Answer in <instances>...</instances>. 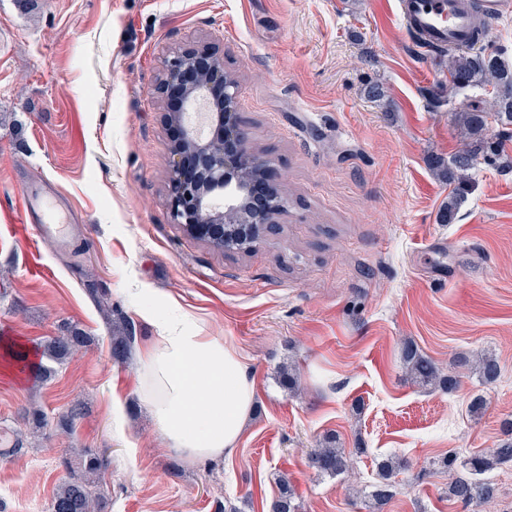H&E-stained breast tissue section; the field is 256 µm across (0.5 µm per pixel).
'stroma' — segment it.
I'll return each instance as SVG.
<instances>
[{
    "label": "stroma",
    "instance_id": "35a3bbf8",
    "mask_svg": "<svg viewBox=\"0 0 512 512\" xmlns=\"http://www.w3.org/2000/svg\"><path fill=\"white\" fill-rule=\"evenodd\" d=\"M201 39L223 46L249 142L289 199L279 234L245 254L188 236L167 206L155 88L169 51ZM491 103L449 92L447 53L416 42L397 0H0V448L25 447L0 457V512H48L81 448L108 451L104 512H270L284 478L298 512H372L388 456L410 467L384 512H512V463L489 474L499 497L469 507L441 467L497 447L512 419V173L478 160L443 223L452 187L432 167L467 142L456 112ZM35 183L76 220L66 249L17 208ZM130 288L174 298L247 358L258 404L230 456L167 448L135 359H113L112 319L131 348L153 334ZM72 329L90 343L50 380L5 352ZM409 342L458 388L407 379ZM475 354L497 359L495 384L460 364ZM288 363L295 393L278 382ZM34 405L49 417L35 435ZM328 433L351 454L334 478L307 465Z\"/></svg>",
    "mask_w": 512,
    "mask_h": 512
}]
</instances>
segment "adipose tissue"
<instances>
[{
    "instance_id": "1",
    "label": "adipose tissue",
    "mask_w": 512,
    "mask_h": 512,
    "mask_svg": "<svg viewBox=\"0 0 512 512\" xmlns=\"http://www.w3.org/2000/svg\"><path fill=\"white\" fill-rule=\"evenodd\" d=\"M154 302L146 315L154 334L135 353L142 401L168 447L193 460L223 457L256 402L248 366L233 344L177 302Z\"/></svg>"
}]
</instances>
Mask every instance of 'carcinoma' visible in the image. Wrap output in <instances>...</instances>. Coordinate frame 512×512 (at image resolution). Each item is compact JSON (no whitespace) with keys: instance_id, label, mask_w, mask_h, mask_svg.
Here are the masks:
<instances>
[{"instance_id":"cac0c4a2","label":"carcinoma","mask_w":512,"mask_h":512,"mask_svg":"<svg viewBox=\"0 0 512 512\" xmlns=\"http://www.w3.org/2000/svg\"><path fill=\"white\" fill-rule=\"evenodd\" d=\"M448 75L451 88L465 90L491 83L496 88L495 111L485 112L478 108L464 109L457 113L461 128L470 139L466 148L448 157V160L436 161V168L443 178L455 184L454 191L448 197V218H453L464 202L462 186L470 180L478 157L492 155V162L505 173L512 172V156L505 150V142L512 140V69L502 64L498 58L476 49V46H452L448 52ZM498 128L496 141L486 134L489 122ZM239 236L234 224L224 227V241L214 243V249L223 250L232 246L236 250L248 248L249 243H237ZM131 339L125 326L118 323L112 328V357L120 362L126 358ZM88 342V337L74 332L69 336H56L48 342L43 357L53 362H63L73 356L79 348ZM403 360L411 380L422 385H431L451 391L458 385L452 375L444 376L438 366L422 355L412 345L405 347ZM477 370L482 382L492 384L500 376V368L495 359L484 355L478 359ZM308 467L320 476H337L349 467L346 450L336 447L331 441L311 451L307 457ZM512 463V438L503 441L488 454L475 455L461 460L450 453L444 460L448 471V498L465 506L481 504L498 498L497 484L482 478L486 472L499 465ZM70 470V477L56 489L50 506V512H101L100 496L92 487L93 478L102 474L106 458L95 448L81 450L75 458L63 461ZM409 467V461L386 457L378 463L379 481L371 493L377 509H382L393 498L391 478L394 473ZM272 512H297L295 498L290 485L283 484L280 496L272 505Z\"/></svg>"}]
</instances>
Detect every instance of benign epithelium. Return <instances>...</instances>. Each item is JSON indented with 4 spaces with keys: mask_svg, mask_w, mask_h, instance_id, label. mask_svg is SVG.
<instances>
[{
    "mask_svg": "<svg viewBox=\"0 0 512 512\" xmlns=\"http://www.w3.org/2000/svg\"><path fill=\"white\" fill-rule=\"evenodd\" d=\"M159 91L176 92L178 112L165 121L181 127V137L168 148V207L173 223L191 237L202 229L224 239L226 224H257L263 233L277 227L287 209L271 164L250 147L237 113L238 81L224 70V56L210 41L171 51L164 60ZM209 109L208 135L185 119L198 103Z\"/></svg>",
    "mask_w": 512,
    "mask_h": 512,
    "instance_id": "7a95c632",
    "label": "benign epithelium"
}]
</instances>
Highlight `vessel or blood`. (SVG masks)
<instances>
[{"instance_id": "1", "label": "vessel or blood", "mask_w": 512, "mask_h": 512, "mask_svg": "<svg viewBox=\"0 0 512 512\" xmlns=\"http://www.w3.org/2000/svg\"><path fill=\"white\" fill-rule=\"evenodd\" d=\"M400 8L407 24L425 30L434 42L468 45L473 41L472 17L459 0H401ZM21 208L25 218L36 224L40 237L67 245L55 200L31 186L21 196Z\"/></svg>"}]
</instances>
